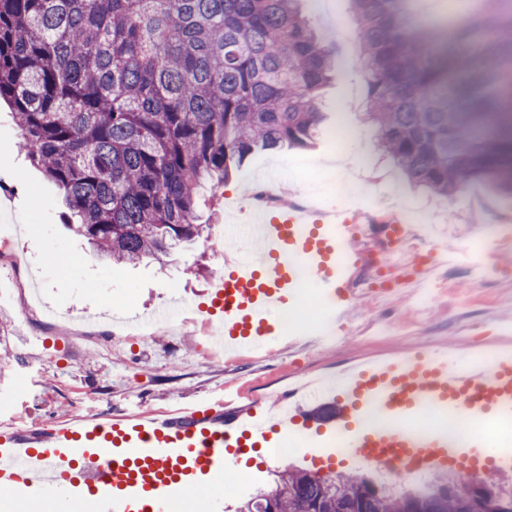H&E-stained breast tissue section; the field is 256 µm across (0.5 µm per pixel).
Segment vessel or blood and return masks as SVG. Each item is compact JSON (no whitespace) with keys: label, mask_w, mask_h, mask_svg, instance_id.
<instances>
[{"label":"vessel or blood","mask_w":512,"mask_h":512,"mask_svg":"<svg viewBox=\"0 0 512 512\" xmlns=\"http://www.w3.org/2000/svg\"><path fill=\"white\" fill-rule=\"evenodd\" d=\"M251 239L216 288L214 304L224 315L217 348L236 342L263 343L279 335L273 310L296 301L311 283L325 303L330 325L292 332L326 344L349 322L358 301L353 279L367 253L387 258L391 295L421 290L420 254H407L410 233L397 224H358L350 211L323 212L294 202L272 212H254L244 233ZM344 409L323 415L313 428L307 414L273 415L258 406L245 417L225 418L222 403L200 402L173 418L142 414L126 418L107 410L77 415L51 428L24 432L0 428V498L24 500L53 490L61 503L92 501L94 512H178L184 494L210 488L209 512H224L221 480L249 441L281 447L294 438L310 448H338L366 463L400 462L411 470L444 471L454 465L459 442L442 429L418 431L408 422L426 404L452 409L470 419L512 422V353L489 371L437 355L432 362H397L340 379Z\"/></svg>","instance_id":"1"}]
</instances>
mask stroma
Segmentation results:
<instances>
[{
	"instance_id": "obj_1",
	"label": "stroma",
	"mask_w": 512,
	"mask_h": 512,
	"mask_svg": "<svg viewBox=\"0 0 512 512\" xmlns=\"http://www.w3.org/2000/svg\"><path fill=\"white\" fill-rule=\"evenodd\" d=\"M305 12L315 28L339 39L345 72L323 89L322 110L332 127L337 108H344L356 129L354 139L338 156L323 138L310 149L256 152L226 186L201 198V219L209 224L202 236L158 260L125 266L97 261L87 242L67 229L58 188L22 152L11 108L0 102V226L10 234L8 256L0 260V397L10 401L0 404V423L40 429L95 409L122 415L180 409L231 398L238 386L272 406L283 398L288 376L300 371L332 373L354 357H400L418 346L450 349L463 336L491 339L497 318H512L510 249L480 284L465 269L430 271L434 299L425 306L414 299L362 295L347 334L316 349H267L260 358L242 360L207 355L194 326L180 321L134 339L120 333V326L150 320L154 312L179 308L183 301L208 302L218 267L213 241L225 225L246 223L250 193L269 185L296 200L301 191L319 188L317 174L329 162L347 186H366L356 215L360 224L371 213L391 217L420 207L439 239L453 248L488 219L512 222L510 197L478 184L473 193L447 200L413 187L393 168L358 108L362 64L346 0H337L331 15L320 0ZM84 329L108 335L79 339ZM288 465L322 475L352 472L385 486L416 483L413 475L347 456L317 459L313 449L292 440L278 452L263 449L237 465L234 485L224 494L226 512Z\"/></svg>"
}]
</instances>
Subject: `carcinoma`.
Wrapping results in <instances>:
<instances>
[{
    "label": "carcinoma",
    "instance_id": "carcinoma-1",
    "mask_svg": "<svg viewBox=\"0 0 512 512\" xmlns=\"http://www.w3.org/2000/svg\"><path fill=\"white\" fill-rule=\"evenodd\" d=\"M303 0H0V99L30 161L63 191L69 225L104 263L167 256L204 231L215 190L256 149L308 147L341 61ZM363 57L364 117L412 185L455 198L481 183L512 196V0L418 23L406 0H345ZM435 479L396 495L355 476L286 468L236 512H475ZM484 512L512 488L486 484Z\"/></svg>",
    "mask_w": 512,
    "mask_h": 512
}]
</instances>
